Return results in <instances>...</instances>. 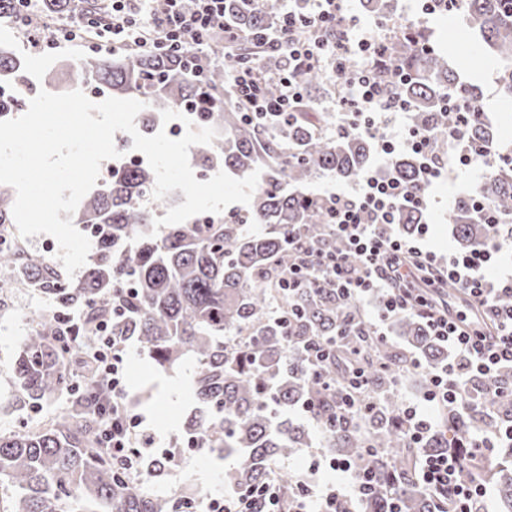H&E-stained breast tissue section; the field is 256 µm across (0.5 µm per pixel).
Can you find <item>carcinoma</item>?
Instances as JSON below:
<instances>
[{
  "instance_id": "carcinoma-1",
  "label": "carcinoma",
  "mask_w": 512,
  "mask_h": 512,
  "mask_svg": "<svg viewBox=\"0 0 512 512\" xmlns=\"http://www.w3.org/2000/svg\"><path fill=\"white\" fill-rule=\"evenodd\" d=\"M283 8V0H224V21L237 37H211L212 45H224L217 61L207 52L189 57L137 48L82 55L73 62L82 82L110 97L142 101L147 114L186 110L196 126L215 128L213 143L192 147L198 167H222L240 178L259 168L263 178L245 213L211 224L168 225L153 236L154 219L168 199H152L155 175L149 165L118 169L72 216L73 223L97 231L94 252L76 281L33 253L21 262L17 250L0 248V293L25 284L55 306L54 313L34 321L14 361V402L36 411L59 395L69 401L61 417L0 434V488L11 492L4 512H173L172 499L137 491L103 448L101 423L112 407V392L88 360L102 321L110 333L137 342L159 367H172L186 355L194 359L199 416L188 419L184 431L203 438L201 453L239 457L228 484L244 490L274 476L284 490L291 489L295 476L275 469L276 461L311 447L313 438L285 413L310 403L326 447L349 460L353 473H374L365 512H391L394 502L399 512H434L435 502L412 467L394 381L414 369L413 357L429 369L442 366L448 347L428 336L415 317L393 320L394 339L383 340L364 308L336 289L282 287L294 236L343 250L329 232L323 199L297 188L319 174L353 180L373 164L375 153L373 139L363 133L328 131L320 112L301 111L289 123L273 116L257 124L244 116L230 93L241 61L259 62L270 96L284 92L281 69L288 54L250 37L275 27ZM77 9L72 0H44L33 26L47 33ZM458 12L495 59L498 92L512 98V0H460ZM378 73L384 98L408 102L412 125L434 136V152L442 156L448 143L440 134L451 121L444 94L462 85L448 68V57L433 51L426 33L413 28L392 38ZM328 79L320 63L301 72L307 92ZM1 82L16 90L32 86L28 67L6 47L0 48ZM22 105L18 95L0 96V120ZM467 138L483 147L496 140L482 121L468 127ZM390 171L414 191H427L415 155L396 156ZM477 198L499 214L512 213V164L491 169L476 197L455 201L453 234L466 248L494 230L509 236L508 225L493 230L485 223ZM12 206L11 187L0 184V224L14 222ZM422 221L423 214L405 208L399 231L411 235ZM118 292L126 311L114 319L112 295ZM317 344L327 345L322 362L312 357ZM358 372L367 385L354 390L355 407L346 411L343 395ZM493 386L486 379L471 380L475 406L443 412L423 451L457 448L475 431L496 426L499 417L479 407ZM483 471L493 480L497 512H512V467L490 464Z\"/></svg>"
}]
</instances>
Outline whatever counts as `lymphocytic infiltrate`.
<instances>
[{"label":"lymphocytic infiltrate","instance_id":"obj_1","mask_svg":"<svg viewBox=\"0 0 512 512\" xmlns=\"http://www.w3.org/2000/svg\"><path fill=\"white\" fill-rule=\"evenodd\" d=\"M30 3L14 0L12 21L38 53L73 44L93 53L149 47L191 54L202 50L212 33L224 27V0H108L103 12L87 13L58 26L54 37L47 40L30 27ZM268 43L288 51V71L282 77L285 91L269 98L256 76L258 63L247 62L235 73L232 86L248 118L261 122L271 116L295 115L303 100L300 72L327 56L336 60V72L349 90L336 103L342 121L374 138L384 160L403 149L416 154L425 184L441 178L443 166L435 158L432 135L411 127L394 138L376 128L374 114L402 112L406 105L381 97L377 67L387 51V37L379 28L360 25L350 16L348 0H311L304 13L285 7L276 35ZM354 54L360 56V65L345 68L344 59ZM448 107L453 119L443 136L456 151L458 168L471 169L486 159L487 152L469 143L466 130L470 123L482 120L485 105L482 99L453 91ZM326 201L329 230L346 249L332 252L297 239L296 261L288 270L286 287L301 285L308 275L303 260L311 256L321 271V284L342 292L353 304L365 305L369 296L382 293L374 320L377 330H384L398 316L420 318L429 335L454 354L448 364L429 374L430 388L424 399L431 405L462 404L468 377L493 379L502 369L512 368V304L500 302L502 296L512 297V266L502 267L493 281L483 274L503 249L497 238L438 258L420 245L426 226H419L410 236L394 231L400 208L423 210L425 197L413 194L398 178H381L370 171L358 192H331ZM448 285L464 296L465 309L453 310L442 300V290ZM130 347L129 338L111 335L107 325L99 326L93 356L101 381L112 392V412L104 421L102 435L118 469L136 482L143 471V451L152 447L155 435L127 400ZM511 446L512 414L507 413L501 427L480 431L465 449L422 454L420 480L436 501L437 512H479L485 487L477 477L462 481L460 472L476 457ZM313 465L342 472L345 479L337 485H322L302 476L288 495L272 478L246 490L228 486L223 493L185 503L184 512H356L371 488L369 475L353 476L348 461L325 452L319 453Z\"/></svg>","mask_w":512,"mask_h":512}]
</instances>
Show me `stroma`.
<instances>
[{
	"label": "stroma",
	"instance_id": "35a3bbf8",
	"mask_svg": "<svg viewBox=\"0 0 512 512\" xmlns=\"http://www.w3.org/2000/svg\"><path fill=\"white\" fill-rule=\"evenodd\" d=\"M395 13L408 14L411 24L424 26L433 45L446 49L448 65L458 73L462 81L477 84L481 95L488 104L485 121L497 128L499 142L494 145L492 160H499L503 150L512 151V99L500 96L496 91V75L487 64V50L481 40L470 32H463L461 41L469 45V52L461 48L449 49V26L457 25V18L437 13L425 15L421 12L419 0H393ZM14 49L24 57L37 86H44L50 74L59 70L62 58L81 55L75 45H64L50 54H38L27 48L22 35H15ZM478 181L446 162L444 175L430 189L431 204L425 211L428 233L425 244L437 255L457 251L458 245L452 236L448 211L453 201L461 195L474 193ZM54 310L53 304L30 288H17L0 307V433H10L35 424L39 417L61 413L65 398L44 403L39 412L24 414L10 406L9 401L16 391L12 364L28 333L33 317L47 315ZM195 371L192 359H185L179 365L164 370L152 364L150 359L131 348L127 363L128 397L137 398L139 392L151 389L150 402L138 406L137 411L145 416L146 422L158 438V448L175 451L179 464L167 475L146 480L144 489L156 495L172 496L182 486L195 489L197 495L205 496L223 492L225 474L233 468L236 459L229 456L215 459L198 451L184 447L175 448L180 440L183 425L195 411V399L190 380Z\"/></svg>",
	"mask_w": 512,
	"mask_h": 512
}]
</instances>
